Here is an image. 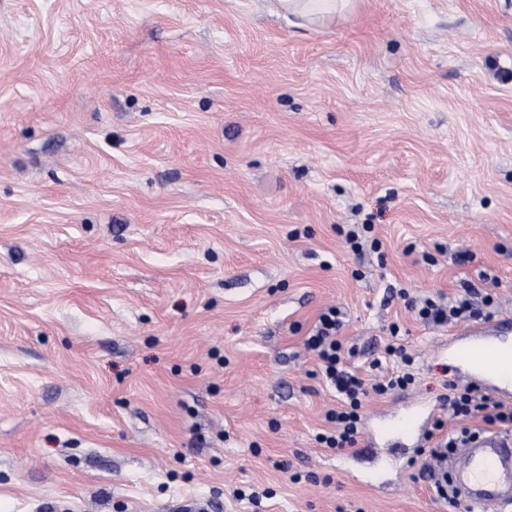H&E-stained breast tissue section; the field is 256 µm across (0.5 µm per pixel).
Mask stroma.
Instances as JSON below:
<instances>
[{
    "label": "stroma",
    "mask_w": 512,
    "mask_h": 512,
    "mask_svg": "<svg viewBox=\"0 0 512 512\" xmlns=\"http://www.w3.org/2000/svg\"><path fill=\"white\" fill-rule=\"evenodd\" d=\"M273 4L0 0V512H448L319 447L305 338L399 325L370 420L447 379L398 289L512 314V0ZM284 15L308 17L315 13L336 12L344 7L346 0H277Z\"/></svg>",
    "instance_id": "35a3bbf8"
}]
</instances>
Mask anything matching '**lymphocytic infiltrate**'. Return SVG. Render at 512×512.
<instances>
[{"label":"lymphocytic infiltrate","mask_w":512,"mask_h":512,"mask_svg":"<svg viewBox=\"0 0 512 512\" xmlns=\"http://www.w3.org/2000/svg\"><path fill=\"white\" fill-rule=\"evenodd\" d=\"M493 303L491 295H479L473 284L466 283L453 297L410 299L406 306L425 324L448 326L490 318ZM342 328L340 309L331 307L319 315L305 340L306 347L315 353L319 361L327 385L335 391L339 401L338 406L325 415L328 429L317 433L315 440L323 447L339 451L357 445L363 433V410L370 398L387 397L409 389L416 382L415 357L396 335L386 344L383 356L370 363L371 369L377 370V377L366 380L350 365L356 350L344 343ZM443 388L439 400L448 416L437 419L434 428L441 431L451 421L455 424V432L433 441L430 453L438 465L430 469L429 476L437 497L454 508L458 501L452 494L448 473L443 468L449 451L462 447L467 439L477 434L479 424L493 426L511 423L512 413L503 412L499 403L474 387L448 380Z\"/></svg>","instance_id":"1"}]
</instances>
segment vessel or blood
<instances>
[{"label":"vessel or blood","instance_id":"1","mask_svg":"<svg viewBox=\"0 0 512 512\" xmlns=\"http://www.w3.org/2000/svg\"><path fill=\"white\" fill-rule=\"evenodd\" d=\"M444 352L455 365L454 376L480 388L503 405H512V317L498 316L449 336ZM432 406L422 403L387 414L372 425L371 443L394 438L422 447ZM448 477L469 512H512V434L487 431L448 457Z\"/></svg>","mask_w":512,"mask_h":512}]
</instances>
